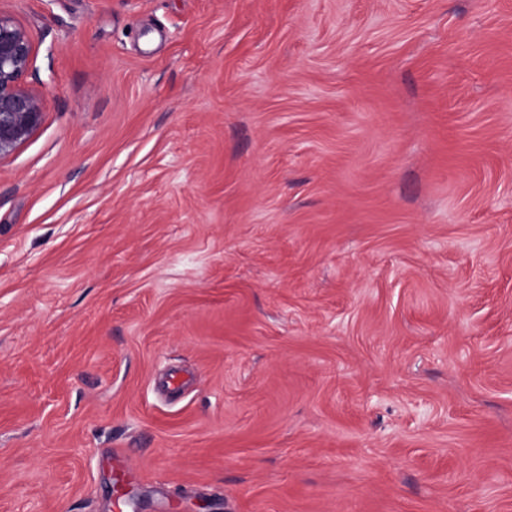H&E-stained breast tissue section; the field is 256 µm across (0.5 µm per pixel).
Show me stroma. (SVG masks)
I'll list each match as a JSON object with an SVG mask.
<instances>
[{
  "label": "stroma",
  "instance_id": "35a3bbf8",
  "mask_svg": "<svg viewBox=\"0 0 512 512\" xmlns=\"http://www.w3.org/2000/svg\"><path fill=\"white\" fill-rule=\"evenodd\" d=\"M0 15V512H512V0ZM33 54L27 32L0 15V159L12 154L43 120V97L23 82Z\"/></svg>",
  "mask_w": 512,
  "mask_h": 512
}]
</instances>
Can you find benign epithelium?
Masks as SVG:
<instances>
[{
  "label": "benign epithelium",
  "mask_w": 512,
  "mask_h": 512,
  "mask_svg": "<svg viewBox=\"0 0 512 512\" xmlns=\"http://www.w3.org/2000/svg\"><path fill=\"white\" fill-rule=\"evenodd\" d=\"M33 54L27 32L0 16V159L12 154L43 120V97L23 82Z\"/></svg>",
  "instance_id": "1"
}]
</instances>
